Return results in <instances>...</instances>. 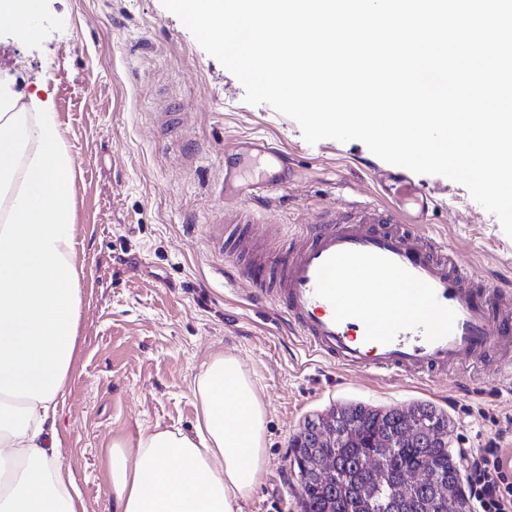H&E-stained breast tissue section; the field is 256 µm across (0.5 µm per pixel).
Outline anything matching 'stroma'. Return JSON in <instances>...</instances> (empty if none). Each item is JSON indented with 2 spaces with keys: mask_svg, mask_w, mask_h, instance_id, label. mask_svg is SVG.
Returning a JSON list of instances; mask_svg holds the SVG:
<instances>
[{
  "mask_svg": "<svg viewBox=\"0 0 512 512\" xmlns=\"http://www.w3.org/2000/svg\"><path fill=\"white\" fill-rule=\"evenodd\" d=\"M39 35L18 40L0 16V77L50 101L75 170V257L82 266L79 352L59 406L63 462L87 512H113L104 450L161 425L192 432L195 377L221 351L256 381L266 410L261 482L241 512H300L289 452L306 420L362 405L429 404L448 421L453 450L512 448V381L468 358L425 377H379L312 356L271 308L226 298L215 267H233L213 222L288 248L298 225L346 201L379 198L393 167L364 143L308 144L241 82L161 0H45ZM261 136L296 171L267 204L222 197L224 148ZM435 207L418 230L447 237L479 278L512 279V237L461 184L416 175Z\"/></svg>",
  "mask_w": 512,
  "mask_h": 512,
  "instance_id": "35a3bbf8",
  "label": "stroma"
}]
</instances>
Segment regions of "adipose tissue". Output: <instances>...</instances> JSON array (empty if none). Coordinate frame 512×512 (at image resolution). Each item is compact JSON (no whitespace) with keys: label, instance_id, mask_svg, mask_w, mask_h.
Masks as SVG:
<instances>
[{"label":"adipose tissue","instance_id":"1","mask_svg":"<svg viewBox=\"0 0 512 512\" xmlns=\"http://www.w3.org/2000/svg\"><path fill=\"white\" fill-rule=\"evenodd\" d=\"M74 172L51 106L0 78V512H86L56 426L78 344ZM194 434L113 439L114 512H240L265 461V408L238 359L193 382Z\"/></svg>","mask_w":512,"mask_h":512}]
</instances>
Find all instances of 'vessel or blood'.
<instances>
[{
  "label": "vessel or blood",
  "instance_id": "obj_1",
  "mask_svg": "<svg viewBox=\"0 0 512 512\" xmlns=\"http://www.w3.org/2000/svg\"><path fill=\"white\" fill-rule=\"evenodd\" d=\"M293 180L270 141L224 148L225 202ZM382 191L390 207L356 201L301 225L288 253L247 261L226 290L247 281L246 300H269L312 355L344 369L425 375L496 350L499 373L512 378V294L471 287L474 269L453 260L445 239L413 232L430 200L411 179L390 176Z\"/></svg>",
  "mask_w": 512,
  "mask_h": 512
}]
</instances>
